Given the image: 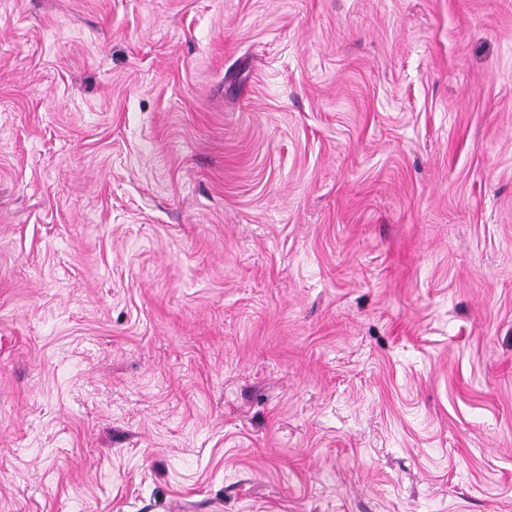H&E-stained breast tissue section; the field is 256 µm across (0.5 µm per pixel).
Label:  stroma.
<instances>
[{
    "label": "stroma",
    "instance_id": "35a3bbf8",
    "mask_svg": "<svg viewBox=\"0 0 512 512\" xmlns=\"http://www.w3.org/2000/svg\"><path fill=\"white\" fill-rule=\"evenodd\" d=\"M0 512H512V0H0Z\"/></svg>",
    "mask_w": 512,
    "mask_h": 512
}]
</instances>
